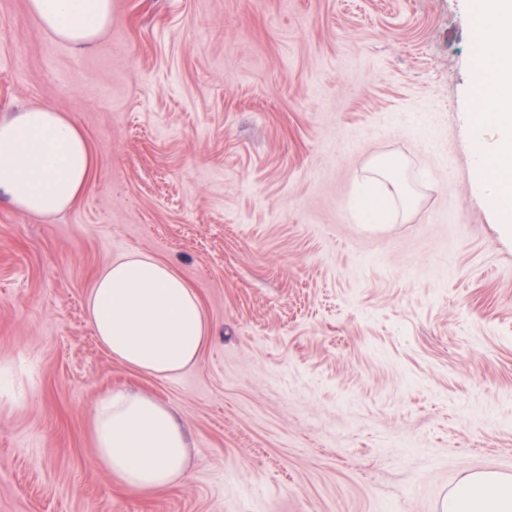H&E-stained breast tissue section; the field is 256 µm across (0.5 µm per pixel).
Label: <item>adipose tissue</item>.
<instances>
[{"label":"adipose tissue","instance_id":"1","mask_svg":"<svg viewBox=\"0 0 512 512\" xmlns=\"http://www.w3.org/2000/svg\"><path fill=\"white\" fill-rule=\"evenodd\" d=\"M483 65L475 71L470 147L476 174L512 232V0H468ZM33 18L73 49L84 50L112 24V0H29ZM91 146L69 116L41 106L0 116V205L34 215L72 206L94 170ZM376 182L352 207L363 224H383L402 195L400 167L384 157ZM89 323L112 358L157 379L196 365L209 337L198 292L168 263L135 251L110 260L86 299ZM96 461L125 489L148 494L186 481L187 433L174 407L152 396L107 391L93 411ZM443 512H512V478L466 476Z\"/></svg>","mask_w":512,"mask_h":512}]
</instances>
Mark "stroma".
<instances>
[{
	"label": "stroma",
	"mask_w": 512,
	"mask_h": 512,
	"mask_svg": "<svg viewBox=\"0 0 512 512\" xmlns=\"http://www.w3.org/2000/svg\"><path fill=\"white\" fill-rule=\"evenodd\" d=\"M466 0H112L79 52L0 0V113L49 105L95 170L63 212L0 208V512H440L512 476V234L469 149ZM417 203L359 224L371 162ZM142 250L211 325L169 379L113 359L86 296ZM173 405L189 477L96 464L97 398Z\"/></svg>",
	"instance_id": "1"
}]
</instances>
